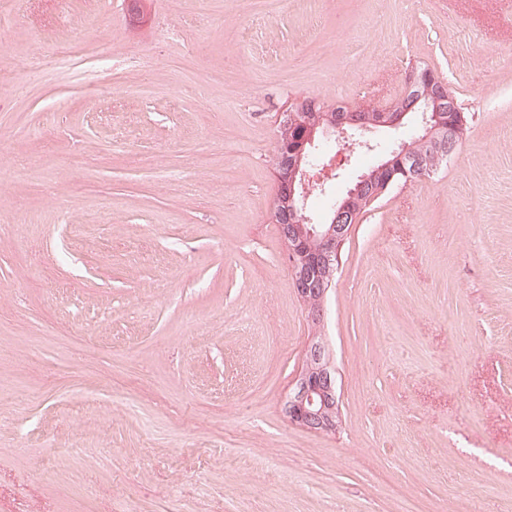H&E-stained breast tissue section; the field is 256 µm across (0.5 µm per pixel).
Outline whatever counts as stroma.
Masks as SVG:
<instances>
[{"instance_id": "1", "label": "stroma", "mask_w": 512, "mask_h": 512, "mask_svg": "<svg viewBox=\"0 0 512 512\" xmlns=\"http://www.w3.org/2000/svg\"><path fill=\"white\" fill-rule=\"evenodd\" d=\"M37 41L82 51L17 68ZM424 64L468 131L352 224L311 432L276 130ZM1 69L0 512H512V0H25ZM291 423L316 433H332L339 422L336 371L331 353L319 337L308 346L304 368L285 406Z\"/></svg>"}]
</instances>
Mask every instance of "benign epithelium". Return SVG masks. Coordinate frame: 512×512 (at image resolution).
Returning a JSON list of instances; mask_svg holds the SVG:
<instances>
[{"mask_svg":"<svg viewBox=\"0 0 512 512\" xmlns=\"http://www.w3.org/2000/svg\"><path fill=\"white\" fill-rule=\"evenodd\" d=\"M446 101H452L447 83L413 67L406 72L400 99L380 119L368 114L367 107L362 108L364 114L358 117L352 109L343 106H323L318 110L316 104L304 99L292 104L282 130L290 135L296 133L298 138L276 154V162L286 173L277 175L272 217L282 222L280 231L287 247L290 287L307 305L314 326H320L323 321L337 253L349 232L351 219L386 190L378 183L380 174L391 170L398 159L397 170L423 176L452 157L459 125L442 119ZM408 124L415 127L413 134L392 141L390 147L378 153L370 171L357 175L333 204L327 222L316 223L306 200L311 184L326 185L318 172L320 139L330 134L337 136L347 161L359 148L376 149L369 134L377 128L399 130ZM285 412L290 422L309 431H336L340 415L336 371L329 349L317 336L308 346L304 368Z\"/></svg>","mask_w":512,"mask_h":512,"instance_id":"obj_1","label":"benign epithelium"}]
</instances>
